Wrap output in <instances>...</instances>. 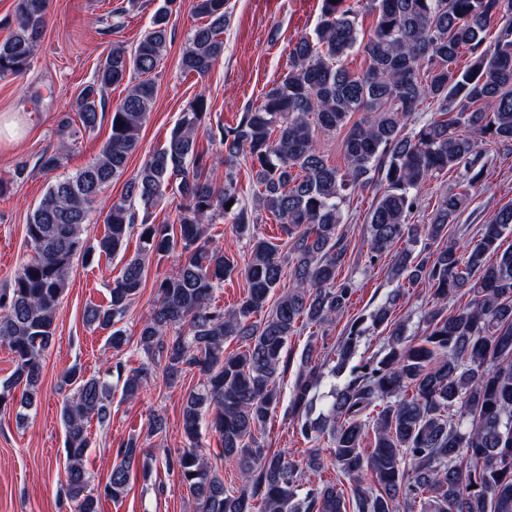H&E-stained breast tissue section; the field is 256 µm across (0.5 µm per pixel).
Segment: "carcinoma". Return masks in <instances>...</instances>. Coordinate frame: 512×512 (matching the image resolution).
Wrapping results in <instances>:
<instances>
[{
  "label": "carcinoma",
  "mask_w": 512,
  "mask_h": 512,
  "mask_svg": "<svg viewBox=\"0 0 512 512\" xmlns=\"http://www.w3.org/2000/svg\"><path fill=\"white\" fill-rule=\"evenodd\" d=\"M177 3L164 0L133 51L113 46L80 93L76 111L92 131L104 90L127 88L97 159L47 186L26 224L30 253L0 289V343L15 362L0 383V412L16 406L22 418L37 402L42 359L54 341L56 306L74 261L115 256L135 231L139 252L112 280L108 304L86 307L84 321L109 332L111 348L121 350L126 339L117 324L142 288L146 260L178 251L139 331L145 362L126 375L122 392L137 394L154 365L171 384L195 368L206 376L184 401L189 446L164 457L166 469L192 490L196 512H348L343 493L319 475L324 447L357 482L353 512H399L402 503L420 512H512V249L500 250L512 234V203L481 225L477 240L460 246L449 238V226L486 176L482 145L512 152V0H321L314 35L292 45L285 76L234 126L206 123L205 94L190 99L165 144L111 202L104 234L91 240V206L126 173L152 111L151 74L170 41ZM190 6L202 24L191 32L181 69L202 77L224 56L228 0H190ZM48 8L49 0H17L15 21L0 40V80L31 66ZM363 14L375 20L367 32ZM355 51L366 62L360 74L344 65ZM422 110L430 116L421 120ZM201 129L224 153L221 186L210 179L214 158L197 143ZM318 130L345 131L344 167L328 163ZM241 157L257 183L252 207L237 188ZM449 171L456 173L454 187L440 196L427 223H411L422 190ZM366 189L375 190L366 218L370 265L387 263L392 278L424 286L433 307L419 336H407L405 322L395 319L398 289L369 314L350 319L324 360L345 381L326 393L313 348H305L287 412L294 433L313 447L293 461L264 447L257 434L280 403L277 379L288 366L290 339L306 328L316 336L349 310L354 289L337 280L349 248L340 224L351 195ZM168 190L180 198L177 234L150 222ZM261 208L280 224L284 244L257 233ZM219 217L246 241L241 265L206 234ZM421 239L417 252L399 246ZM239 274L246 295L226 309L215 293ZM462 291L470 302L445 312L448 299ZM381 327L389 333L383 354L354 361L363 338ZM231 337L244 350L226 355ZM62 384L73 391L61 409L66 494L75 512H100L101 498L125 494L145 449L130 438L104 486H91L84 464L89 423L110 416L112 387L76 367ZM204 423L219 434L239 487L224 486L199 452ZM369 428L374 448L367 453ZM367 476L372 486L364 490L358 482Z\"/></svg>",
  "instance_id": "carcinoma-1"
}]
</instances>
